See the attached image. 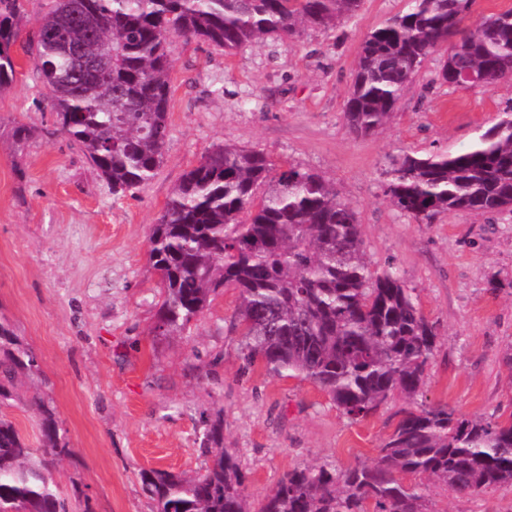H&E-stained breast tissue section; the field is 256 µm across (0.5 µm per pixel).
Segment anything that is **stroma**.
I'll list each match as a JSON object with an SVG mask.
<instances>
[{
  "label": "stroma",
  "instance_id": "1",
  "mask_svg": "<svg viewBox=\"0 0 512 512\" xmlns=\"http://www.w3.org/2000/svg\"><path fill=\"white\" fill-rule=\"evenodd\" d=\"M407 4L361 0L336 28L305 25L231 54L171 35L164 161L131 196L113 195L59 131L33 55L17 50L15 82L0 95V317L35 352L39 372L16 380L6 413L34 440L33 394L53 408L72 448L56 474L86 494L75 512H155L141 470L204 469L200 436L218 414L223 447L256 504L293 468L372 463L407 406L396 394L353 419L309 381L246 363L231 288L182 335H155L162 286L148 259L150 228L174 186L218 144L320 173L356 209L372 271L394 268L437 329L426 402L486 421L512 415V212L442 213L419 224L385 196L394 156L468 148L512 110V79L448 87L439 50L382 129L357 137L346 126L361 43ZM19 125L31 136L18 146ZM427 508L512 512V486L458 495L431 481Z\"/></svg>",
  "mask_w": 512,
  "mask_h": 512
}]
</instances>
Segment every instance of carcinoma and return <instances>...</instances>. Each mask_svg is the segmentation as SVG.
I'll list each match as a JSON object with an SVG mask.
<instances>
[{
  "label": "carcinoma",
  "mask_w": 512,
  "mask_h": 512,
  "mask_svg": "<svg viewBox=\"0 0 512 512\" xmlns=\"http://www.w3.org/2000/svg\"><path fill=\"white\" fill-rule=\"evenodd\" d=\"M31 45L47 106L60 131L111 186L134 194L155 176L169 133L172 94L167 40L175 32L231 52L247 42L291 36L303 25L333 27L361 0H52ZM472 0H409L364 38L344 112L357 137L382 128L422 63L442 44L440 80L490 86L512 77V10L474 20ZM20 0H0V94L16 77L13 47ZM94 63L77 71L72 50ZM386 196L418 224L441 213L512 211V115L468 149L394 157ZM260 201H255L258 188ZM162 279L155 332L189 328L221 288L238 292L246 356L275 376L301 377L352 419L394 393L406 411L370 465L297 467L250 508L235 457L222 450L203 471L143 470L156 512H427L422 475L455 493L512 485V414L487 422L419 401L436 328L389 267L372 272L356 210L321 175L288 166L273 172L261 150L218 145L172 190L148 237ZM34 352L0 318V408L14 381L35 375ZM38 412L39 447L0 411V512H72L81 491L52 474L70 454L49 405ZM223 440L206 425L203 452Z\"/></svg>",
  "instance_id": "obj_1"
}]
</instances>
